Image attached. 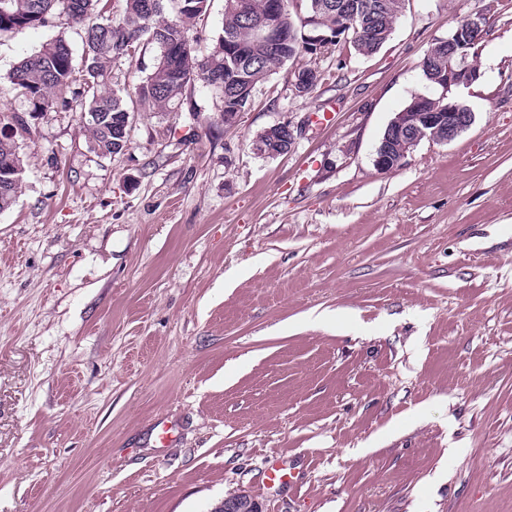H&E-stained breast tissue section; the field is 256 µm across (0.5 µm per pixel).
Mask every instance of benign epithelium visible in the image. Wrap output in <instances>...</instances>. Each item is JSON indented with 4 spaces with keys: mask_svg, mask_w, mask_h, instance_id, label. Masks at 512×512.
<instances>
[{
    "mask_svg": "<svg viewBox=\"0 0 512 512\" xmlns=\"http://www.w3.org/2000/svg\"><path fill=\"white\" fill-rule=\"evenodd\" d=\"M321 27V19L314 17L310 19L309 34L305 35V40L286 46L274 41L272 47L280 50L286 48L290 53L298 49L303 51L308 44L317 43L325 38L321 33ZM485 29L486 19L483 16H471L450 31L448 38L436 42L437 48L448 50L447 68L435 78V82L443 92L449 93L454 88L467 86L478 78L477 65L466 62V59L471 47L483 38ZM446 108H448V126L446 127L442 126L443 118L437 116L435 112L421 114L419 120L413 124L406 122L403 114H396L386 127L380 145L375 150L373 164L376 170L389 173L397 169L396 160L391 153L392 143L397 139L405 140L409 144H418L424 139L436 143H448L473 124L475 113L468 106L450 100ZM221 509L224 512H263L258 501L244 494H232L224 498Z\"/></svg>",
    "mask_w": 512,
    "mask_h": 512,
    "instance_id": "1",
    "label": "benign epithelium"
}]
</instances>
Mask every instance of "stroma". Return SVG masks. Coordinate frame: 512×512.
Segmentation results:
<instances>
[{
    "instance_id": "obj_1",
    "label": "stroma",
    "mask_w": 512,
    "mask_h": 512,
    "mask_svg": "<svg viewBox=\"0 0 512 512\" xmlns=\"http://www.w3.org/2000/svg\"><path fill=\"white\" fill-rule=\"evenodd\" d=\"M487 33L455 140L373 165L393 116L439 96L421 61ZM80 25L0 36V130L23 189L0 212V512H512V0H405L371 55L289 68L224 127L195 83L139 110L125 151L29 104L15 64ZM156 50L112 78L134 91ZM296 141L261 157L253 137ZM169 427L161 446L155 426ZM280 464L292 484L270 482ZM288 135L277 127L270 126L260 132L256 138L259 139L270 151L271 156L288 153V141L290 148L295 144L294 132L288 124L286 127Z\"/></svg>"
}]
</instances>
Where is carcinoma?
<instances>
[{"label":"carcinoma","instance_id":"carcinoma-1","mask_svg":"<svg viewBox=\"0 0 512 512\" xmlns=\"http://www.w3.org/2000/svg\"><path fill=\"white\" fill-rule=\"evenodd\" d=\"M176 15L169 17L164 4L152 13L144 0H125L123 15L103 19L87 27L83 68L76 71L73 52L66 40L57 36L44 42L34 54L23 58L8 75L9 82L29 101V117L35 119L59 103L81 114L95 152L107 157L121 153L129 136L119 137L120 122L130 132L135 116L124 96V89L107 86L115 60L126 55L127 45L145 40L156 50L151 70L136 87L139 101L155 112H173L181 106L186 88L198 82L223 94L225 114L245 111L256 89L291 57L270 51L261 33L268 26L281 29L286 39L302 37L308 19L321 11L330 35L339 26L340 38L351 40L362 54L377 51L391 35L404 0H355L358 4L381 3L383 7L365 16L367 27L355 28L350 17L336 14V2L303 0L306 15L296 21V0H224L222 34L211 51L200 58L188 36L190 27L205 16L211 0H198L201 7L185 8L186 0H171ZM94 0H0V34L19 28L44 26L63 18L81 24L91 15ZM447 65V53L430 50L422 60V71L433 81L440 66ZM82 77L83 91L69 99L57 100V93L70 88ZM271 155L288 152V135L270 126L257 135ZM22 188V162L11 136L0 133V212L10 209Z\"/></svg>","mask_w":512,"mask_h":512}]
</instances>
